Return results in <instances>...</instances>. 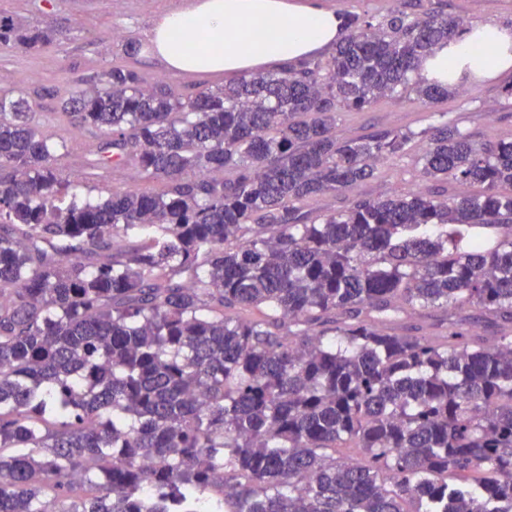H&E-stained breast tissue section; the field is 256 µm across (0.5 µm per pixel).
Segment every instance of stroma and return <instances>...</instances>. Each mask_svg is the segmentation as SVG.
Here are the masks:
<instances>
[{
	"instance_id": "1",
	"label": "stroma",
	"mask_w": 512,
	"mask_h": 512,
	"mask_svg": "<svg viewBox=\"0 0 512 512\" xmlns=\"http://www.w3.org/2000/svg\"><path fill=\"white\" fill-rule=\"evenodd\" d=\"M193 0H0V17L15 24L55 31L54 42L37 51L0 47V91L28 99L42 134L60 145L57 170L74 181L76 191L95 200L110 191L158 190L130 165L106 169L88 163L101 141L98 128L81 125L65 113L62 100L72 88L99 80L110 67L134 70L145 86L158 84L181 94H193L227 83L224 75L172 70L144 53L156 20L190 7ZM437 10L463 19L468 26L496 24L512 31V0H416L413 10ZM512 72L476 83L461 80L448 99L421 105L388 99L362 112L342 116L339 131L360 136L383 128L420 130L445 119L458 124L471 139L486 143L512 138ZM414 154L387 161L374 179L361 185L359 195L383 197L423 187Z\"/></svg>"
}]
</instances>
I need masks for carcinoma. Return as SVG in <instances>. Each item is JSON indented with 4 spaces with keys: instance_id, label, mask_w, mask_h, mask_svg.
<instances>
[{
    "instance_id": "1",
    "label": "carcinoma",
    "mask_w": 512,
    "mask_h": 512,
    "mask_svg": "<svg viewBox=\"0 0 512 512\" xmlns=\"http://www.w3.org/2000/svg\"><path fill=\"white\" fill-rule=\"evenodd\" d=\"M409 8L186 97L123 68L67 92L102 132L90 165L155 193L69 196L27 100L0 95V512H46L47 489L56 512H512V140L336 131L451 94L418 70L467 24ZM53 39L0 18L1 46ZM416 141L430 188L354 195ZM473 225L492 236L462 251ZM434 311L443 332L408 333ZM348 204V198L343 195L336 197H320L309 199L302 204L303 209L307 211L311 217H316L327 210H340Z\"/></svg>"
}]
</instances>
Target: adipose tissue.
<instances>
[{
    "mask_svg": "<svg viewBox=\"0 0 512 512\" xmlns=\"http://www.w3.org/2000/svg\"><path fill=\"white\" fill-rule=\"evenodd\" d=\"M342 19L321 0H197L164 15L150 39V57L193 73L239 74L296 63L331 47ZM202 34L201 49L187 53L182 36ZM512 69V34L494 25L466 30L428 57L423 76L443 84L477 80Z\"/></svg>",
    "mask_w": 512,
    "mask_h": 512,
    "instance_id": "obj_1",
    "label": "adipose tissue"
}]
</instances>
